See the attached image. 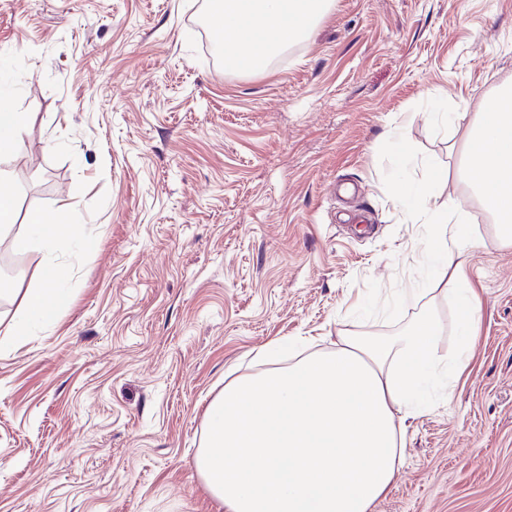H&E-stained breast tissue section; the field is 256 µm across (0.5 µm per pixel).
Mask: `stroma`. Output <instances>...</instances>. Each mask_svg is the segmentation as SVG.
<instances>
[{
    "label": "stroma",
    "mask_w": 512,
    "mask_h": 512,
    "mask_svg": "<svg viewBox=\"0 0 512 512\" xmlns=\"http://www.w3.org/2000/svg\"><path fill=\"white\" fill-rule=\"evenodd\" d=\"M207 0H0V90L24 116L0 158L15 191L0 257L61 201L81 235L56 325L0 351V512H219L196 468L207 409L259 349L389 339L459 303L426 260L432 225L395 186L435 176L480 231V320L455 383L404 421L374 512H512V247L459 173L467 128L512 87V0H330L259 72L201 36ZM447 106L448 120L436 118Z\"/></svg>",
    "instance_id": "1"
}]
</instances>
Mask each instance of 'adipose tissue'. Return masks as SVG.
<instances>
[{
  "label": "adipose tissue",
  "instance_id": "adipose-tissue-1",
  "mask_svg": "<svg viewBox=\"0 0 512 512\" xmlns=\"http://www.w3.org/2000/svg\"><path fill=\"white\" fill-rule=\"evenodd\" d=\"M328 0H222L209 19L224 62L241 71L261 69L277 50L314 28ZM462 177L495 220L498 240L512 246V91L491 97L470 127ZM69 205L33 213L20 249L52 251L60 238L79 235L68 225ZM430 244L458 297V333L469 347L479 307L466 286L463 250L477 232L468 216L435 209ZM63 265L45 269L39 287L23 292L11 319L7 346L28 335L27 321L51 326L67 301ZM441 328L423 313L409 330L385 343L345 336L335 351L225 385L208 408L206 443L197 457L205 486L224 512H373L402 466L401 424L419 411L439 375L458 379L462 361L441 362Z\"/></svg>",
  "mask_w": 512,
  "mask_h": 512
}]
</instances>
